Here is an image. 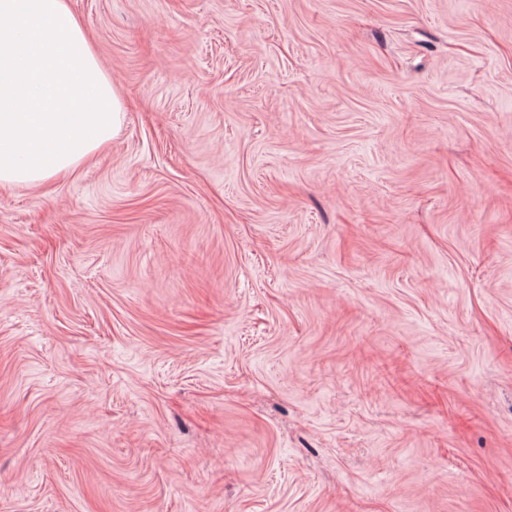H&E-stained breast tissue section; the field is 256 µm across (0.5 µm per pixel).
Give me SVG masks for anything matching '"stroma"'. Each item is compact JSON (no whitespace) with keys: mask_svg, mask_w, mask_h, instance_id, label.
I'll list each match as a JSON object with an SVG mask.
<instances>
[{"mask_svg":"<svg viewBox=\"0 0 512 512\" xmlns=\"http://www.w3.org/2000/svg\"><path fill=\"white\" fill-rule=\"evenodd\" d=\"M124 111L0 187V512H512V0H71Z\"/></svg>","mask_w":512,"mask_h":512,"instance_id":"1","label":"stroma"}]
</instances>
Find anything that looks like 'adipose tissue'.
<instances>
[{
    "mask_svg": "<svg viewBox=\"0 0 512 512\" xmlns=\"http://www.w3.org/2000/svg\"><path fill=\"white\" fill-rule=\"evenodd\" d=\"M120 112L70 0H0V187L81 166L111 143Z\"/></svg>",
    "mask_w": 512,
    "mask_h": 512,
    "instance_id": "obj_1",
    "label": "adipose tissue"
}]
</instances>
